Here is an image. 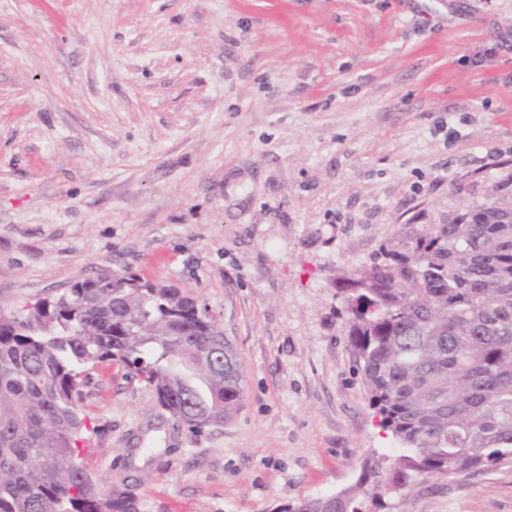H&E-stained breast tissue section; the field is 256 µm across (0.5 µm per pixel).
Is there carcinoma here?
Here are the masks:
<instances>
[{
    "label": "carcinoma",
    "mask_w": 512,
    "mask_h": 512,
    "mask_svg": "<svg viewBox=\"0 0 512 512\" xmlns=\"http://www.w3.org/2000/svg\"><path fill=\"white\" fill-rule=\"evenodd\" d=\"M340 282L371 406L401 453L278 512H381L419 481L512 463V174L474 207L400 225ZM104 364L194 430L224 424L244 399L233 345L173 284L102 270L0 313V512H139L78 463L84 388Z\"/></svg>",
    "instance_id": "cac0c4a2"
}]
</instances>
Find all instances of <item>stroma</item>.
Segmentation results:
<instances>
[{
  "label": "stroma",
  "instance_id": "1",
  "mask_svg": "<svg viewBox=\"0 0 512 512\" xmlns=\"http://www.w3.org/2000/svg\"><path fill=\"white\" fill-rule=\"evenodd\" d=\"M512 0H0V312L99 269L193 293L245 372L194 431L122 367L80 459L139 512H278L400 447L336 280L512 172ZM387 512H512V464Z\"/></svg>",
  "mask_w": 512,
  "mask_h": 512
}]
</instances>
